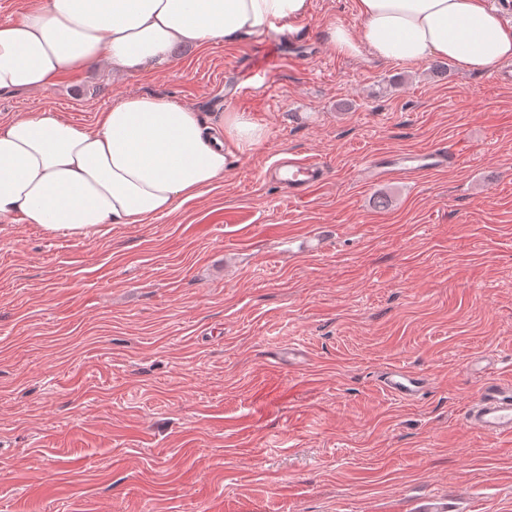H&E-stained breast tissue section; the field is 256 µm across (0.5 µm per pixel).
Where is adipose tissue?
Here are the masks:
<instances>
[{"mask_svg": "<svg viewBox=\"0 0 512 512\" xmlns=\"http://www.w3.org/2000/svg\"><path fill=\"white\" fill-rule=\"evenodd\" d=\"M359 32L332 26L337 51L418 65L442 57L464 71L512 62V24L487 0H357ZM310 0H38L0 24V95L42 87L108 62L134 74L168 63L178 44L205 45L308 15ZM267 138L243 112L213 127L174 100L130 96L97 128L52 112L0 122V224L86 236L148 224L222 182L233 158Z\"/></svg>", "mask_w": 512, "mask_h": 512, "instance_id": "obj_1", "label": "adipose tissue"}]
</instances>
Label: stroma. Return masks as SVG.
Segmentation results:
<instances>
[{
    "mask_svg": "<svg viewBox=\"0 0 512 512\" xmlns=\"http://www.w3.org/2000/svg\"><path fill=\"white\" fill-rule=\"evenodd\" d=\"M333 24L356 0H311L269 77L278 27L0 95V121L154 95L267 129L152 223L0 224V512H512V439L465 420L471 363L512 380V81L348 56ZM439 144L415 182L362 176ZM288 153L329 167L301 203L264 177ZM391 366L425 393L382 391ZM456 158L450 147H433L425 152H382L369 156L363 167L368 182L400 180L411 182L448 166ZM379 383L386 392L399 400L417 399L427 386L423 375L398 366L383 372L379 377Z\"/></svg>",
    "mask_w": 512,
    "mask_h": 512,
    "instance_id": "1",
    "label": "stroma"
}]
</instances>
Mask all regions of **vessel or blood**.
I'll use <instances>...</instances> for the list:
<instances>
[{
  "instance_id": "b4317fda",
  "label": "vessel or blood",
  "mask_w": 512,
  "mask_h": 512,
  "mask_svg": "<svg viewBox=\"0 0 512 512\" xmlns=\"http://www.w3.org/2000/svg\"><path fill=\"white\" fill-rule=\"evenodd\" d=\"M455 157V151L449 147H434L420 153H377L365 160L364 178L370 182L393 179L411 182L447 167ZM272 177L287 189L291 200L298 202L325 182L328 172L323 161L311 157L279 163ZM379 383L386 392L400 400L419 398L427 386L423 375L398 366L383 372ZM465 419L485 433L512 438V382H504L493 373H486L465 412Z\"/></svg>"
}]
</instances>
